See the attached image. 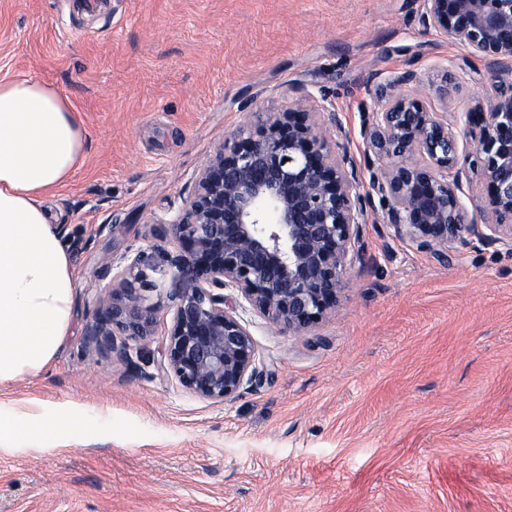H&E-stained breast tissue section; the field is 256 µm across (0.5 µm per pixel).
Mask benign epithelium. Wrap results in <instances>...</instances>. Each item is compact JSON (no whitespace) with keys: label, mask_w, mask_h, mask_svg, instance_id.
Here are the masks:
<instances>
[{"label":"benign epithelium","mask_w":512,"mask_h":512,"mask_svg":"<svg viewBox=\"0 0 512 512\" xmlns=\"http://www.w3.org/2000/svg\"><path fill=\"white\" fill-rule=\"evenodd\" d=\"M422 2L426 27L489 60L492 95L451 122L403 90L413 74L385 80L361 130L360 166L339 135L326 134L341 130L336 113L321 118L312 94L289 85L284 108L254 113L198 172L175 216L157 224L158 244L123 256V266L106 262L116 272L97 296L88 342L126 359L129 341L153 335L156 313L170 307L161 372L200 399L226 402L270 375L238 309L294 336L335 311L361 259L373 195L394 234L441 263L454 244L512 246V0ZM462 135L474 144L463 158ZM463 161L480 170L474 213L461 197ZM366 171L370 193L361 191Z\"/></svg>","instance_id":"obj_1"}]
</instances>
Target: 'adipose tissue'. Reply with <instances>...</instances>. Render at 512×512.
I'll return each mask as SVG.
<instances>
[{"label": "adipose tissue", "mask_w": 512, "mask_h": 512, "mask_svg": "<svg viewBox=\"0 0 512 512\" xmlns=\"http://www.w3.org/2000/svg\"><path fill=\"white\" fill-rule=\"evenodd\" d=\"M87 138L54 85L26 73L0 80V382L45 367L68 334L73 266L46 200Z\"/></svg>", "instance_id": "ef3b65f1"}]
</instances>
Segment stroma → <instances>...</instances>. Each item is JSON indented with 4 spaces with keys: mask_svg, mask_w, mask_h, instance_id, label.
Masks as SVG:
<instances>
[{
    "mask_svg": "<svg viewBox=\"0 0 512 512\" xmlns=\"http://www.w3.org/2000/svg\"><path fill=\"white\" fill-rule=\"evenodd\" d=\"M421 0H0V80L56 86L88 130L47 205L68 232L72 320L52 361L0 383L22 414L0 446V512H512V248L448 264L376 209L334 313L291 336L241 317L270 376L218 403L159 369L173 312L131 361L86 342L104 260L154 241L252 113L304 86L355 160L378 84L415 72L456 112L490 64L424 28ZM59 422L30 441L36 415Z\"/></svg>",
    "mask_w": 512,
    "mask_h": 512,
    "instance_id": "35a3bbf8",
    "label": "stroma"
}]
</instances>
